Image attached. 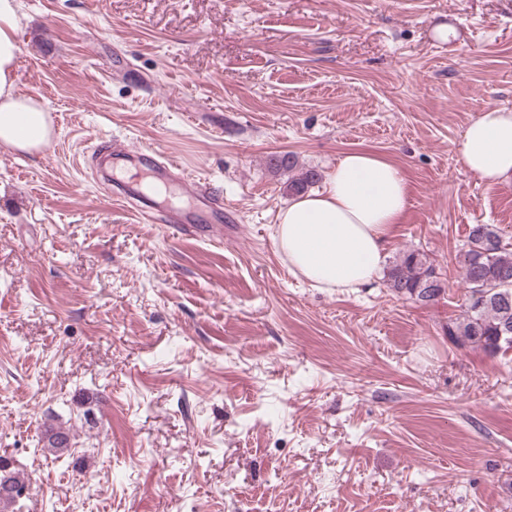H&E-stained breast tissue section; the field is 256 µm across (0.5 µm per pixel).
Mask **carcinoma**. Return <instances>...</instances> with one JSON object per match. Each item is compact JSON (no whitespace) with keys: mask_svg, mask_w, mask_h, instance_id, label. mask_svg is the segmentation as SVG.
Returning <instances> with one entry per match:
<instances>
[{"mask_svg":"<svg viewBox=\"0 0 512 512\" xmlns=\"http://www.w3.org/2000/svg\"><path fill=\"white\" fill-rule=\"evenodd\" d=\"M319 175L306 170L292 177L288 191L301 194ZM466 285V310L461 319L448 323V339L460 349H480L490 356L512 350V244L503 240L492 224H475L461 254ZM386 287L396 296L428 304L442 293L436 268L418 250L402 253L385 274ZM44 447L62 456L71 448L70 433L48 427ZM31 478L11 469L0 457V512L16 505L21 494H30Z\"/></svg>","mask_w":512,"mask_h":512,"instance_id":"cac0c4a2","label":"carcinoma"}]
</instances>
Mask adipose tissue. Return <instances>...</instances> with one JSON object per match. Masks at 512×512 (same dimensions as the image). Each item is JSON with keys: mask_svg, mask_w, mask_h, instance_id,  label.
Here are the masks:
<instances>
[{"mask_svg": "<svg viewBox=\"0 0 512 512\" xmlns=\"http://www.w3.org/2000/svg\"><path fill=\"white\" fill-rule=\"evenodd\" d=\"M18 0H0V145L32 151L47 145V109L16 83ZM464 169L492 184L512 182V110L488 107L457 145ZM401 170L362 150L342 154L320 190L291 199L276 215L273 244L294 276L313 287L357 291L384 267L409 203Z\"/></svg>", "mask_w": 512, "mask_h": 512, "instance_id": "1", "label": "adipose tissue"}]
</instances>
